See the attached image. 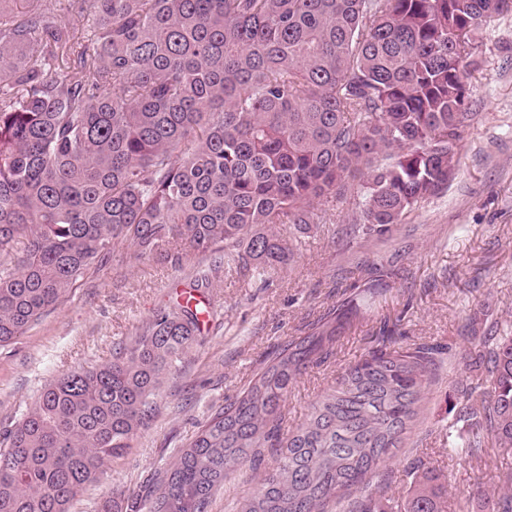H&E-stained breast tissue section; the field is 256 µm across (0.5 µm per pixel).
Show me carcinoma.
<instances>
[{"mask_svg":"<svg viewBox=\"0 0 512 512\" xmlns=\"http://www.w3.org/2000/svg\"><path fill=\"white\" fill-rule=\"evenodd\" d=\"M53 2L0 0V348L120 241L174 267L209 251L228 271L276 270L357 177L362 233H391L454 179L476 30L512 14V0H75L93 15L89 47ZM208 287L197 277L110 362L54 377L0 431V512H72L133 448L198 344L192 302ZM353 313L277 345L146 495L114 489L98 512H207L268 448L277 467L237 512H448L421 461L400 498L372 483L415 425L438 345L382 338L283 430L289 389L333 357ZM469 343L491 388L463 391L464 447L511 451L512 331ZM503 484L488 512H512V473Z\"/></svg>","mask_w":512,"mask_h":512,"instance_id":"obj_1","label":"carcinoma"}]
</instances>
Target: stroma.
I'll use <instances>...</instances> for the list:
<instances>
[{"instance_id":"35a3bbf8","label":"stroma","mask_w":512,"mask_h":512,"mask_svg":"<svg viewBox=\"0 0 512 512\" xmlns=\"http://www.w3.org/2000/svg\"><path fill=\"white\" fill-rule=\"evenodd\" d=\"M479 70L470 80L467 121L458 144L459 170L447 189L410 212L382 238L358 232L356 193L313 225L287 266L263 279L214 274L206 300L213 313L199 343L165 383L160 414L129 453L110 463L73 503L72 512H97L113 488L140 491L152 473L169 467L197 422L232 398L258 372L266 355L331 309L353 304L357 316L335 355L309 369L291 388L285 429L302 424L312 403L376 346L381 327L403 343H436L445 351L425 389L418 420L390 470L417 460L435 468L449 505L466 502L486 512L502 491L500 476L512 454L477 461L449 450V435L467 436L454 410L474 374L467 366L471 318L483 332L512 331V15L481 28ZM206 253L182 266L138 257L134 247L111 249L39 324L0 349V427L18 420L56 375L111 361L116 343L132 340L153 312L172 301L173 285L207 266ZM398 268L399 276L386 272ZM277 457L259 468H235L212 499L209 512H234Z\"/></svg>"}]
</instances>
